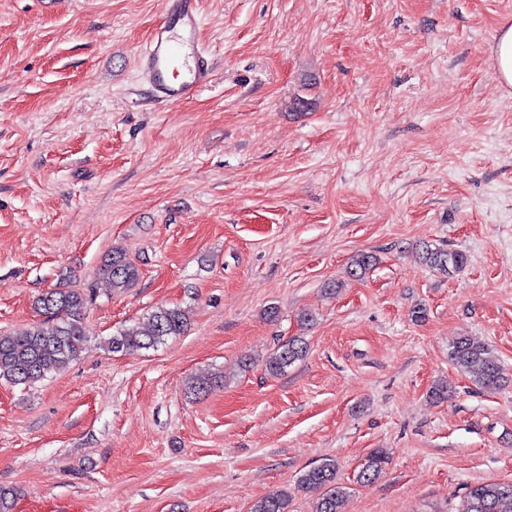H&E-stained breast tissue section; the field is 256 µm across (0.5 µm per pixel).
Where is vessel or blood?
<instances>
[{"label":"vessel or blood","instance_id":"obj_1","mask_svg":"<svg viewBox=\"0 0 512 512\" xmlns=\"http://www.w3.org/2000/svg\"><path fill=\"white\" fill-rule=\"evenodd\" d=\"M199 19L198 0H166L164 19L140 55L142 74L158 105L188 99L212 78L210 63L197 40Z\"/></svg>","mask_w":512,"mask_h":512}]
</instances>
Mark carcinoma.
<instances>
[{
    "label": "carcinoma",
    "instance_id": "cac0c4a2",
    "mask_svg": "<svg viewBox=\"0 0 512 512\" xmlns=\"http://www.w3.org/2000/svg\"><path fill=\"white\" fill-rule=\"evenodd\" d=\"M314 82L304 78L303 94L296 95L290 109L306 105L305 111L317 107V100L309 94ZM423 262L441 272L458 271L467 263L464 253L440 246L425 247ZM376 264L371 253H359L351 261L348 275L352 279L363 277ZM112 290L123 293L134 287L139 280L137 264L121 250L108 254L100 267ZM93 289L83 291L73 288H54L43 293L35 308L51 326L31 325L9 334H0V380L15 385L30 386L44 378L54 368L62 371L77 361L86 345L88 333L85 316L93 302ZM190 324L189 311L180 307H159L149 314L142 324L126 326L108 339V348L114 353L149 349L181 336ZM307 344L299 338H291L280 344L266 359L265 367L272 376H280L288 367L303 359ZM450 359L483 388L502 386L503 377L499 366L491 356L488 346L468 336L458 338L450 351ZM224 380V375L211 373L195 378L192 391L201 394L212 385ZM389 464L385 449H374L365 459L359 478L370 481L378 478ZM302 490H324L315 506V512H344L346 489L336 483V462L328 459L304 471L297 482ZM290 496L286 490L274 491L251 508V512H289ZM461 512H512V483H482L471 487Z\"/></svg>",
    "mask_w": 512,
    "mask_h": 512
}]
</instances>
